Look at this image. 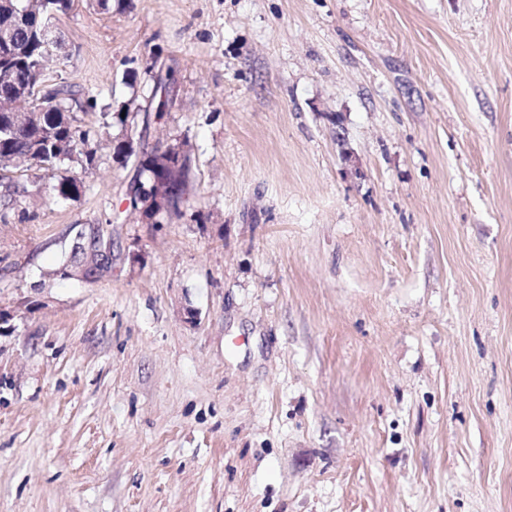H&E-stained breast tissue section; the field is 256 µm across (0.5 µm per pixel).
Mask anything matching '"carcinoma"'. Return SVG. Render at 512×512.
I'll return each instance as SVG.
<instances>
[{
	"instance_id": "carcinoma-1",
	"label": "carcinoma",
	"mask_w": 512,
	"mask_h": 512,
	"mask_svg": "<svg viewBox=\"0 0 512 512\" xmlns=\"http://www.w3.org/2000/svg\"><path fill=\"white\" fill-rule=\"evenodd\" d=\"M11 6L19 0H0V26L7 25L11 36L0 40V74L10 71L12 82L5 83L0 77V96L9 94L16 85L35 80L36 67L47 68L51 59L44 55L41 39L42 21L49 13H67L72 0H34L26 13L13 11ZM76 85L61 81L52 88L44 106L33 112H5L0 109V186L7 189L3 194L4 206L20 203L32 195V185L12 179L10 174L32 168L44 171V177L52 180L50 190L58 197L69 199L79 190L75 178L56 175L57 165L68 160L80 165H91L95 148L86 133L74 125L73 113L64 103L76 99ZM112 245V224H90L80 227L63 265L57 274L66 276V269L83 265L92 272L112 271V261L101 258L98 247Z\"/></svg>"
}]
</instances>
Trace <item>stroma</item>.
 <instances>
[{
	"mask_svg": "<svg viewBox=\"0 0 512 512\" xmlns=\"http://www.w3.org/2000/svg\"><path fill=\"white\" fill-rule=\"evenodd\" d=\"M56 26L98 149L0 221V512H512V0ZM129 136L186 150L179 214ZM106 222L111 274L53 276Z\"/></svg>",
	"mask_w": 512,
	"mask_h": 512,
	"instance_id": "1",
	"label": "stroma"
}]
</instances>
